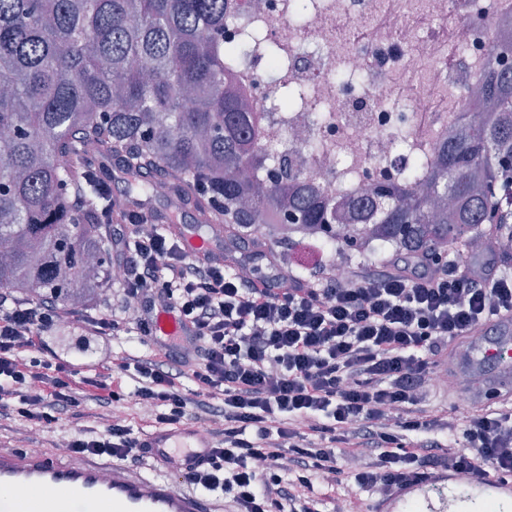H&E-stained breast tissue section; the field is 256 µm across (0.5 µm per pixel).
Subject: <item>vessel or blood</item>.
<instances>
[{
  "label": "vessel or blood",
  "instance_id": "b4317fda",
  "mask_svg": "<svg viewBox=\"0 0 512 512\" xmlns=\"http://www.w3.org/2000/svg\"><path fill=\"white\" fill-rule=\"evenodd\" d=\"M185 250L194 256L214 252L215 239L185 234ZM472 357L460 374L482 380L501 393H512V327L491 338L474 333ZM148 457L166 463L180 454L182 468L191 471L208 459L211 440L205 428L187 423L145 436ZM448 480H424L387 494L377 512H450ZM213 505L196 493L180 490L167 478H147L128 466L104 460L73 459L54 452L0 448V512H213Z\"/></svg>",
  "mask_w": 512,
  "mask_h": 512
}]
</instances>
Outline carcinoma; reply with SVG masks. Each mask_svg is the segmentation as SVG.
Here are the masks:
<instances>
[{
    "label": "carcinoma",
    "mask_w": 512,
    "mask_h": 512,
    "mask_svg": "<svg viewBox=\"0 0 512 512\" xmlns=\"http://www.w3.org/2000/svg\"><path fill=\"white\" fill-rule=\"evenodd\" d=\"M228 0H0V288L96 306L112 286L106 225L143 202L142 172L252 240L285 215L348 256L484 243L492 186L512 169V68L452 115L429 164L353 205L264 145L262 114L225 87ZM128 177L105 192L102 158Z\"/></svg>",
    "instance_id": "1"
}]
</instances>
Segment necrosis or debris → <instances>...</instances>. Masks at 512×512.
<instances>
[{
    "label": "necrosis or debris",
    "instance_id": "obj_1",
    "mask_svg": "<svg viewBox=\"0 0 512 512\" xmlns=\"http://www.w3.org/2000/svg\"><path fill=\"white\" fill-rule=\"evenodd\" d=\"M224 19L233 83L269 137L330 194L358 198L428 156L512 44V0H236ZM277 46L278 62L267 48ZM303 88L286 104L282 85ZM321 149L305 150L308 137Z\"/></svg>",
    "mask_w": 512,
    "mask_h": 512
}]
</instances>
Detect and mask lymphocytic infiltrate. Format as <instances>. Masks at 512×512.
Listing matches in <instances>:
<instances>
[{"label": "lymphocytic infiltrate", "instance_id": "lymphocytic-infiltrate-1", "mask_svg": "<svg viewBox=\"0 0 512 512\" xmlns=\"http://www.w3.org/2000/svg\"><path fill=\"white\" fill-rule=\"evenodd\" d=\"M138 223L113 234L123 270L116 305L81 313L0 289L1 417L42 430L90 404L94 423L73 430L69 452L139 458L138 436L108 417L125 397L114 385L124 375L126 397L152 427L205 425L210 465L183 480L230 494V512H358L357 489L387 492L443 470L473 482L512 476L511 401L485 392L460 424L422 403L450 346L512 317V269L498 261L497 236L478 264L460 250L427 252L307 280L274 264L241 276L235 250L195 257L177 235L142 234ZM161 311L184 336L156 342ZM68 322L104 342L140 336L151 351L123 352L83 375L45 340ZM346 457L363 462L350 485Z\"/></svg>", "mask_w": 512, "mask_h": 512}]
</instances>
